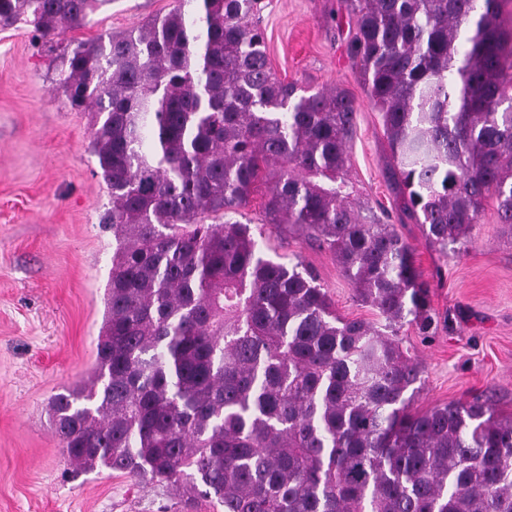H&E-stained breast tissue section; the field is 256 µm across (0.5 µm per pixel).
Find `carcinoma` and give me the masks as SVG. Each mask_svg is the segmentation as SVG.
Returning <instances> with one entry per match:
<instances>
[{
	"label": "carcinoma",
	"instance_id": "1",
	"mask_svg": "<svg viewBox=\"0 0 512 512\" xmlns=\"http://www.w3.org/2000/svg\"><path fill=\"white\" fill-rule=\"evenodd\" d=\"M110 2L0 0V26L51 39ZM503 2L347 0L388 180L444 256L491 198L512 227ZM266 8L180 2L62 56L114 242L96 369L50 402L63 454L223 512H512V418L479 399L411 410L421 367L397 333L437 327L429 285L395 225L350 202L353 97L276 74ZM259 191L264 223L331 253L382 323L338 315L302 259L261 255L242 221Z\"/></svg>",
	"mask_w": 512,
	"mask_h": 512
}]
</instances>
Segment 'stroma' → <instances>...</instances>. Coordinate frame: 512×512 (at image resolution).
Wrapping results in <instances>:
<instances>
[{"mask_svg": "<svg viewBox=\"0 0 512 512\" xmlns=\"http://www.w3.org/2000/svg\"><path fill=\"white\" fill-rule=\"evenodd\" d=\"M173 6L111 0L86 27L50 43L36 41L22 23L0 28V512H223L105 468L73 471L48 414L53 395L96 368L112 267V229L102 222L110 195L90 147L91 115L70 107L59 56L72 40L132 30ZM262 27L279 76L353 96L351 199L391 211L430 284L436 333L425 337L410 325L400 332L422 369L413 410L480 397L512 415V228L498 224L495 201L458 253L439 255L420 226L395 210L381 116L347 51L344 0H271ZM258 243L277 261L300 255L341 316L378 322L330 253L271 224Z\"/></svg>", "mask_w": 512, "mask_h": 512, "instance_id": "1", "label": "stroma"}]
</instances>
